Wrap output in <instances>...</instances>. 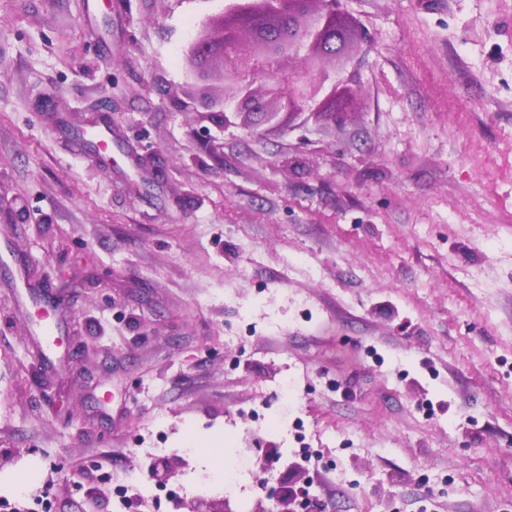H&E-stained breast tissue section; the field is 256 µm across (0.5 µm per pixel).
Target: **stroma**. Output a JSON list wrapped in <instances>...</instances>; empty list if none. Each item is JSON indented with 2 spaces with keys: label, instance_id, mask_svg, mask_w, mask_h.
Listing matches in <instances>:
<instances>
[{
  "label": "stroma",
  "instance_id": "stroma-1",
  "mask_svg": "<svg viewBox=\"0 0 512 512\" xmlns=\"http://www.w3.org/2000/svg\"><path fill=\"white\" fill-rule=\"evenodd\" d=\"M97 2L0 0V248L63 308L0 267V502L512 512V0H341L353 112L262 134L187 63L228 0ZM81 135L85 137L89 136V141H96L101 150L95 153V157L102 161L109 160L108 151L112 147V126L107 125H97L91 127L90 132L87 130H82ZM299 497L295 485L280 486L257 500L253 512H299Z\"/></svg>",
  "mask_w": 512,
  "mask_h": 512
}]
</instances>
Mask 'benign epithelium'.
Listing matches in <instances>:
<instances>
[{
	"instance_id": "7a95c632",
	"label": "benign epithelium",
	"mask_w": 512,
	"mask_h": 512,
	"mask_svg": "<svg viewBox=\"0 0 512 512\" xmlns=\"http://www.w3.org/2000/svg\"><path fill=\"white\" fill-rule=\"evenodd\" d=\"M340 0H232L206 19L191 43L192 64L214 59L236 101L224 124L282 130L303 117L341 122L352 112L358 88L336 79L352 47L354 24ZM253 512H299L295 486L259 499Z\"/></svg>"
}]
</instances>
